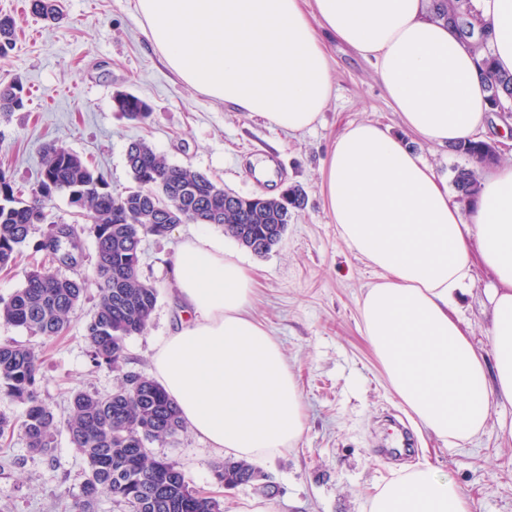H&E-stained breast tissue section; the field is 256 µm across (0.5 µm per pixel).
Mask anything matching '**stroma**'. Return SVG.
<instances>
[{"label": "stroma", "mask_w": 512, "mask_h": 512, "mask_svg": "<svg viewBox=\"0 0 512 512\" xmlns=\"http://www.w3.org/2000/svg\"><path fill=\"white\" fill-rule=\"evenodd\" d=\"M63 4L65 20L50 25L30 13L28 0H0V15L16 21V46L8 60H0V86L18 77L31 92L24 109L0 116V169L16 184L36 182L42 148L55 143L92 161L113 195L123 194L134 186L127 147L142 139L170 163L203 173L226 191L277 197L298 186L307 194L306 206L293 210L282 240L266 256L242 248L221 227L211 229L226 250L256 270L252 314L281 347L303 399L302 439L259 466L278 488L271 499L274 512H365L368 498L396 469L380 451L400 446L399 421L411 433L408 466L427 464L448 474L472 512H512V442L498 436V413H491L470 444L444 446L421 430L390 391L361 333L359 302L376 272L346 246L323 209L320 167L347 123L399 127L369 64L350 47L329 43L333 97L313 129L291 134L184 85L153 47L135 0ZM119 93L145 99L150 120L138 124L116 112L113 98ZM193 229L179 224L166 237L143 240L141 273L157 286L159 297L147 332L127 339L121 370L93 368L87 356L83 327L97 301L91 264L74 270L86 293L64 335L34 338L0 321V343L41 349V396L56 412H63L73 391L106 393L122 372L149 374L153 347L179 321L173 249ZM48 270L74 272L57 263ZM491 280L484 268L475 267L474 285L458 302L469 338L479 348L489 345ZM149 450L176 462L191 486L217 495L225 512L258 496L249 486L218 485L213 466L224 461V453L191 432L152 443ZM84 467L66 435H58L51 464L28 451L21 433L0 439V512H65L80 490Z\"/></svg>", "instance_id": "1"}]
</instances>
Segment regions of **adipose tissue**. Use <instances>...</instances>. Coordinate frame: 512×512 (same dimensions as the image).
I'll return each mask as SVG.
<instances>
[{"label": "adipose tissue", "mask_w": 512, "mask_h": 512, "mask_svg": "<svg viewBox=\"0 0 512 512\" xmlns=\"http://www.w3.org/2000/svg\"><path fill=\"white\" fill-rule=\"evenodd\" d=\"M498 69L512 72V0H476ZM165 64L209 97L291 132L309 130L333 95L325 40L374 68L400 133L350 123L322 162L321 201L340 238L377 272L359 316L381 371L417 424L444 445L483 433L491 410L512 441V163L490 166L460 209L448 179L408 146L477 140L489 123L481 59L429 13V0H135ZM492 273V336L476 348L454 313ZM186 318L156 345L151 373L200 440L260 462L294 448L305 429L298 383L252 314L253 271L207 225L172 258ZM367 512H471L434 468L392 474Z\"/></svg>", "instance_id": "1"}]
</instances>
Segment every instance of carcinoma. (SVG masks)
Here are the masks:
<instances>
[{
  "label": "carcinoma",
  "mask_w": 512,
  "mask_h": 512,
  "mask_svg": "<svg viewBox=\"0 0 512 512\" xmlns=\"http://www.w3.org/2000/svg\"><path fill=\"white\" fill-rule=\"evenodd\" d=\"M34 14L47 22L63 17L61 0H31ZM433 17L443 20L460 42L482 56L488 73V102L492 112L512 100V74L496 69L490 55V28L472 0H431ZM15 22L0 15V58L14 45ZM27 91L19 79L0 87V113L24 108ZM117 111L145 122L151 107L132 94L114 97ZM472 166L454 169L453 185L461 197L473 198L481 188L476 167L497 159L485 140L455 148ZM127 166L136 187L114 196L94 166L71 150L48 145L43 150L38 181L17 186L0 170V269L11 265L19 248L31 246L51 263L76 267L83 255L79 224L51 220L50 203L59 193L86 211L95 237L94 272L97 302L84 324L88 357L94 368L118 369L126 360V340L144 334L150 325L159 290L140 271L141 242L164 237L177 224L209 220L257 256L268 254L283 236L290 208L305 203L303 189L290 190L291 199L232 195L224 187L187 167L171 164L147 142L131 143ZM47 231L37 238L39 225ZM84 280L33 270L21 288L0 297V320L31 336L63 335L80 306ZM42 360L34 347L0 345V394L23 405L21 419L0 414V438L20 430L28 450L54 461L58 426L82 454L86 478L72 498L71 512H97L102 495L112 498L117 512H221L220 502L196 492L177 463L150 454L148 445L175 438L184 428L179 409L152 378L126 372L110 392L75 391L65 419L40 394ZM216 482L226 489L247 484L259 474L244 460L227 459L213 466Z\"/></svg>",
  "instance_id": "obj_1"
}]
</instances>
